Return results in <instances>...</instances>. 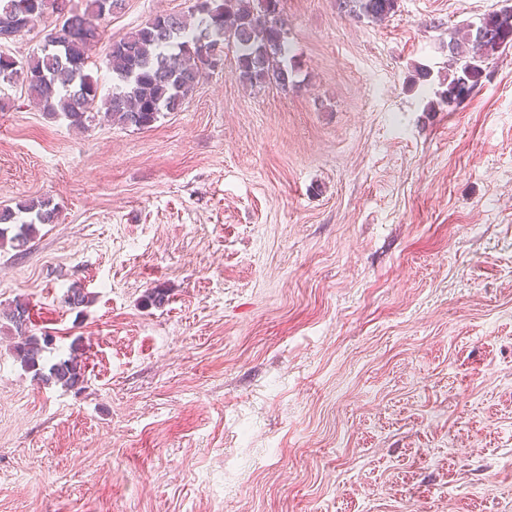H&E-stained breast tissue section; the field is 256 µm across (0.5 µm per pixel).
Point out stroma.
Listing matches in <instances>:
<instances>
[{"label": "stroma", "instance_id": "35a3bbf8", "mask_svg": "<svg viewBox=\"0 0 512 512\" xmlns=\"http://www.w3.org/2000/svg\"><path fill=\"white\" fill-rule=\"evenodd\" d=\"M505 4L281 0L294 90L228 50L144 130L0 86V206L60 209L0 248V313L87 376L40 387L0 316V512H512V48L451 109L414 79ZM338 8L352 18L381 21L396 12L397 0H338Z\"/></svg>", "mask_w": 512, "mask_h": 512}]
</instances>
